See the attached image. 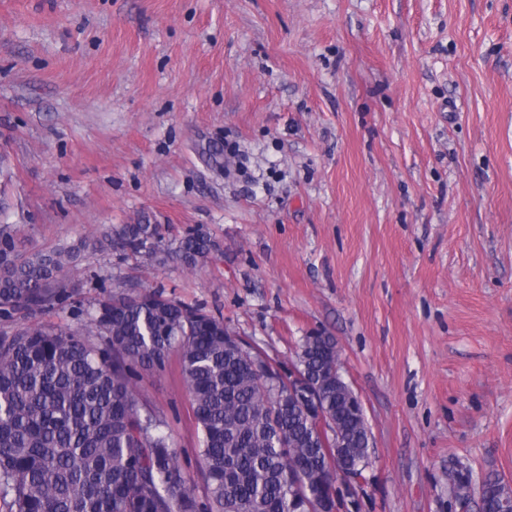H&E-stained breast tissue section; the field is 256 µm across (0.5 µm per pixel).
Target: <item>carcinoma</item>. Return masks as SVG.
Masks as SVG:
<instances>
[{
  "instance_id": "cac0c4a2",
  "label": "carcinoma",
  "mask_w": 512,
  "mask_h": 512,
  "mask_svg": "<svg viewBox=\"0 0 512 512\" xmlns=\"http://www.w3.org/2000/svg\"><path fill=\"white\" fill-rule=\"evenodd\" d=\"M136 253L161 252L154 224H123L97 240ZM208 239L189 234L177 253L190 266ZM82 247L59 246L21 258L0 229V315L70 298L67 277ZM177 353L197 428L207 494L182 473L164 421L143 404L140 374L162 370ZM353 456L369 459L370 428L336 379L331 336L307 337L297 353ZM469 470L448 469L455 501H468ZM327 509L336 481L288 385L258 368L224 322L146 290L96 303L86 328L37 324L0 332V501L7 512H297L303 482ZM496 497L512 487L495 479Z\"/></svg>"
}]
</instances>
